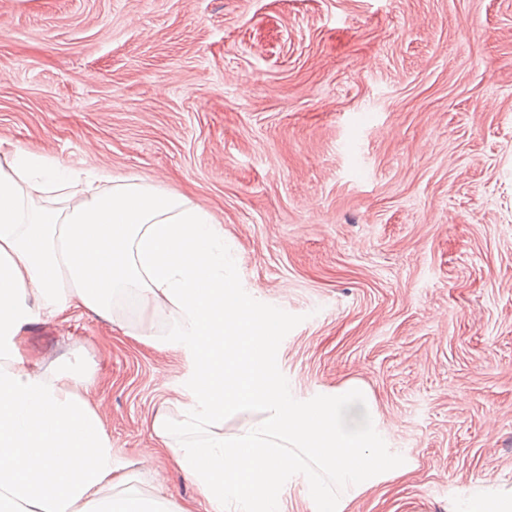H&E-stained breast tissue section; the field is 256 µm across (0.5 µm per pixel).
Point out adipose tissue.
<instances>
[{
    "mask_svg": "<svg viewBox=\"0 0 512 512\" xmlns=\"http://www.w3.org/2000/svg\"><path fill=\"white\" fill-rule=\"evenodd\" d=\"M233 264L223 227L183 195L42 154L0 158V512H189L130 487L86 398L89 373L43 368L19 347L31 321L123 304L147 319L170 311L165 333L193 357L191 403L181 419L155 415L151 431L205 512H284L293 477L316 512H341L408 468L361 385L302 400L273 371L278 323L238 288Z\"/></svg>",
    "mask_w": 512,
    "mask_h": 512,
    "instance_id": "1",
    "label": "adipose tissue"
}]
</instances>
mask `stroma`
I'll return each instance as SVG.
<instances>
[{"label": "stroma", "mask_w": 512, "mask_h": 512, "mask_svg": "<svg viewBox=\"0 0 512 512\" xmlns=\"http://www.w3.org/2000/svg\"><path fill=\"white\" fill-rule=\"evenodd\" d=\"M0 149L206 208L304 400L370 393L411 462L343 512L512 489V0H0ZM105 315L20 345L80 361L112 456L204 512L149 428L192 360Z\"/></svg>", "instance_id": "1"}]
</instances>
